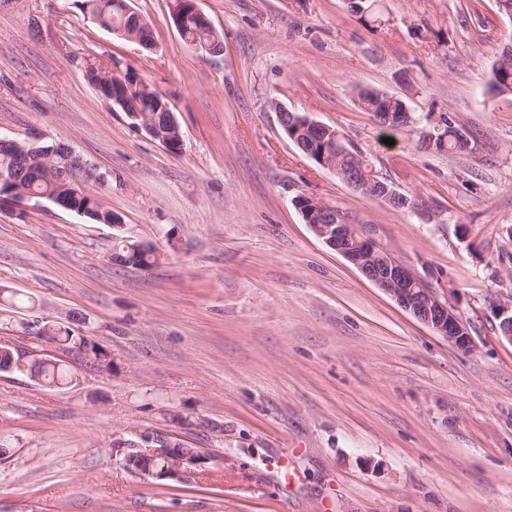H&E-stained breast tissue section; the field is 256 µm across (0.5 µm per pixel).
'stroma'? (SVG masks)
<instances>
[{
  "label": "stroma",
  "mask_w": 512,
  "mask_h": 512,
  "mask_svg": "<svg viewBox=\"0 0 512 512\" xmlns=\"http://www.w3.org/2000/svg\"><path fill=\"white\" fill-rule=\"evenodd\" d=\"M172 0H132L154 50L84 18L74 0H0V135L64 142L119 226L47 200L0 203V337L43 356L21 321L83 317L105 367L66 356L76 385L0 373V512H512V95L488 92L512 18L498 0H196L224 41L181 37ZM132 66L169 104L172 154L112 111L87 59ZM361 88L404 95L416 122L381 126ZM344 134L436 213L424 221L353 190L283 135L271 101ZM452 118L467 152L422 150ZM334 206L414 268L467 322L437 336L318 239L294 200ZM149 244L150 268L113 261ZM179 420H170V413ZM178 433L212 455L188 480L126 469L112 441ZM491 309L498 321L500 336L512 342V298L493 304Z\"/></svg>",
  "instance_id": "obj_1"
}]
</instances>
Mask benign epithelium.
Wrapping results in <instances>:
<instances>
[{"label":"benign epithelium","instance_id":"1","mask_svg":"<svg viewBox=\"0 0 512 512\" xmlns=\"http://www.w3.org/2000/svg\"><path fill=\"white\" fill-rule=\"evenodd\" d=\"M111 78L112 73L109 72L100 75L92 82L105 104L121 107L134 126L145 131L164 148L182 146L181 130L176 120L167 119L160 124L148 114L132 109L129 102L112 100L104 95L103 84ZM275 109L278 112L282 132L292 140L304 156L320 167L335 173L355 191L384 206L392 208L403 201L400 193L387 180L381 179L374 168L356 162L351 166H344L341 160L333 155L312 153V147L298 138V135L307 132L324 140L333 138L336 132L331 127L311 119L305 113L293 112L279 103L275 104ZM0 150L5 153L12 151L21 160L36 155L44 166L52 161L57 151L62 150L68 157H74L79 161L82 177L77 180L78 189H83V184L91 180L104 182V176L97 173L94 167L65 143L58 142L44 148L34 142L22 143L16 139L0 137ZM6 182L14 184L12 194L16 200L47 199L54 205L67 209L63 198L37 192L24 186L15 179L14 172L7 169L0 172V183ZM295 205L313 234L354 265L367 280L383 290L402 308L452 346L463 350L471 349L472 339L467 323L454 308L448 305L445 295L439 289L433 287L412 268L396 260L387 249L360 234L355 225L347 223L344 217L326 202L301 195L296 197ZM492 311L498 321L500 336L512 343V298L493 304ZM136 449L139 450L136 455L138 461L136 470L161 479L182 480L208 460L203 449L186 448L171 441L161 448L150 446L145 448L138 444ZM158 458H164L167 461V466L161 471L153 469V463Z\"/></svg>","mask_w":512,"mask_h":512}]
</instances>
